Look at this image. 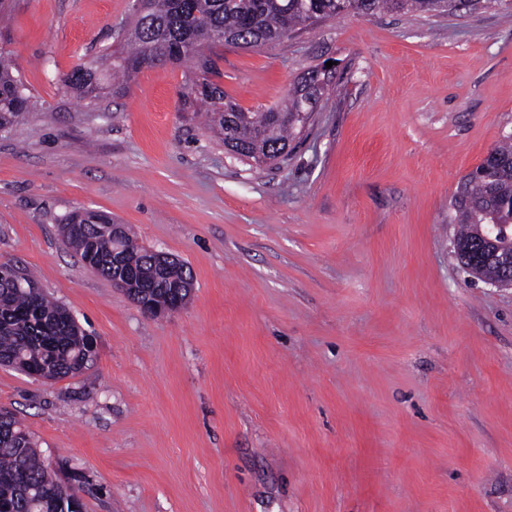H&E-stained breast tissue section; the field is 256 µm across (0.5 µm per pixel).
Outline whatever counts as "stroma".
Segmentation results:
<instances>
[{
  "instance_id": "stroma-1",
  "label": "stroma",
  "mask_w": 512,
  "mask_h": 512,
  "mask_svg": "<svg viewBox=\"0 0 512 512\" xmlns=\"http://www.w3.org/2000/svg\"><path fill=\"white\" fill-rule=\"evenodd\" d=\"M134 0H10L32 107L0 132V262L97 341L83 374L0 366V409L83 512H512V288L454 253L458 181L512 132V19L382 13L210 51L241 107L308 68L328 90L287 155L228 154L194 63L89 102L64 79L117 48ZM104 211L189 266L151 318L63 242Z\"/></svg>"
}]
</instances>
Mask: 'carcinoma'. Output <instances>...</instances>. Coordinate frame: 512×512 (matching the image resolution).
Here are the masks:
<instances>
[{
	"label": "carcinoma",
	"mask_w": 512,
	"mask_h": 512,
	"mask_svg": "<svg viewBox=\"0 0 512 512\" xmlns=\"http://www.w3.org/2000/svg\"><path fill=\"white\" fill-rule=\"evenodd\" d=\"M486 0H143L144 14L134 17L125 35L126 48L105 57L101 67L85 73L73 69L65 78L79 99H96L104 89L121 90L120 77L130 74L129 64L146 56L163 63L193 61L201 75L195 100L204 112L205 126L230 154L249 158L259 153L276 162L317 111L328 83H320L319 68L307 70L293 84L288 98L278 106L247 111L210 81L211 60L200 47L233 43L259 47L287 32L319 21L341 17L351 8L362 16L381 12L452 13L478 8ZM30 105L26 88L15 75L10 55L0 51V129L23 117ZM240 121L238 137L226 138L229 124ZM450 223L459 225L456 244L472 245L479 224L512 225V133L494 147L493 156L480 172L464 175L451 203ZM81 211L61 219L67 245L81 261L109 281H119L114 260L133 264L132 279L138 304L173 302L176 284L192 278L183 263L168 268L154 265L148 249L130 232L112 239V216L90 212L97 219L80 232L69 230ZM31 280L20 266L0 263V365L35 371L54 380L75 376L92 366L96 353L90 336L62 305L50 301L41 289L21 291L14 286L13 271ZM75 489L58 481L40 459L35 444L20 421L0 411V512H72Z\"/></svg>",
	"instance_id": "obj_1"
}]
</instances>
